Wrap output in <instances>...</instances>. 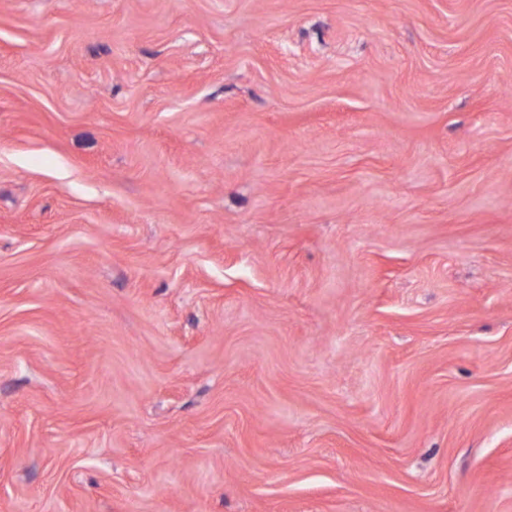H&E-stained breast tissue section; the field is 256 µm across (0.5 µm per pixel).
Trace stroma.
Masks as SVG:
<instances>
[{
    "mask_svg": "<svg viewBox=\"0 0 512 512\" xmlns=\"http://www.w3.org/2000/svg\"><path fill=\"white\" fill-rule=\"evenodd\" d=\"M0 512H512V0H0Z\"/></svg>",
    "mask_w": 512,
    "mask_h": 512,
    "instance_id": "1",
    "label": "stroma"
}]
</instances>
